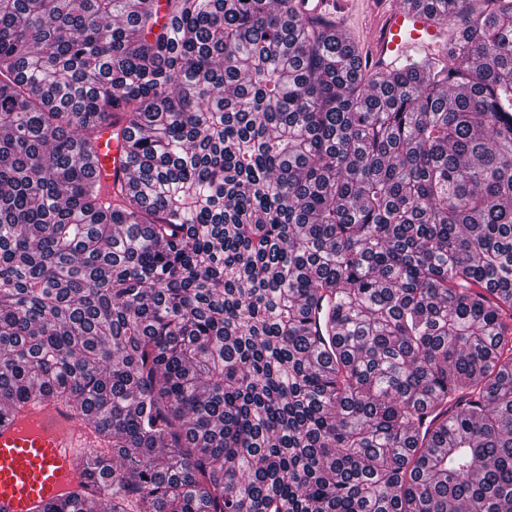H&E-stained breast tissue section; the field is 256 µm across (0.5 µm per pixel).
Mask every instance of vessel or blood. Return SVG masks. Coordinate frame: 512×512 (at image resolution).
<instances>
[{"label": "vessel or blood", "mask_w": 512, "mask_h": 512, "mask_svg": "<svg viewBox=\"0 0 512 512\" xmlns=\"http://www.w3.org/2000/svg\"><path fill=\"white\" fill-rule=\"evenodd\" d=\"M445 37L421 10L396 6L375 26L371 65L388 69L417 52L441 48ZM122 152L110 131L98 141L96 177L104 188L120 182ZM85 420L63 404L29 407L0 425V512H38L83 479L82 449L93 447Z\"/></svg>", "instance_id": "b4317fda"}]
</instances>
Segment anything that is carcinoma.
I'll list each match as a JSON object with an SVG mask.
<instances>
[{"label": "carcinoma", "mask_w": 512, "mask_h": 512, "mask_svg": "<svg viewBox=\"0 0 512 512\" xmlns=\"http://www.w3.org/2000/svg\"><path fill=\"white\" fill-rule=\"evenodd\" d=\"M402 2L448 47L379 72L304 0H0V419L98 438L43 512H512V0ZM111 128L104 129L101 139L98 141V163L96 177L101 181L103 188L112 193V186L118 184L123 176L121 148L111 139Z\"/></svg>", "instance_id": "cac0c4a2"}]
</instances>
